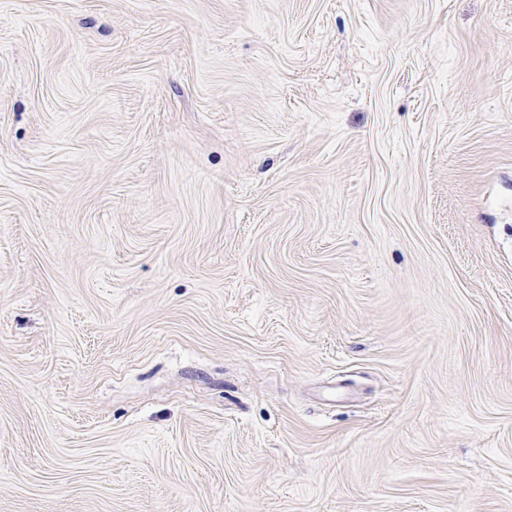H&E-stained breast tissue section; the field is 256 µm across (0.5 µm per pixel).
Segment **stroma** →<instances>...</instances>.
Returning a JSON list of instances; mask_svg holds the SVG:
<instances>
[{"instance_id": "35a3bbf8", "label": "stroma", "mask_w": 512, "mask_h": 512, "mask_svg": "<svg viewBox=\"0 0 512 512\" xmlns=\"http://www.w3.org/2000/svg\"><path fill=\"white\" fill-rule=\"evenodd\" d=\"M0 512H512V0H0Z\"/></svg>"}]
</instances>
